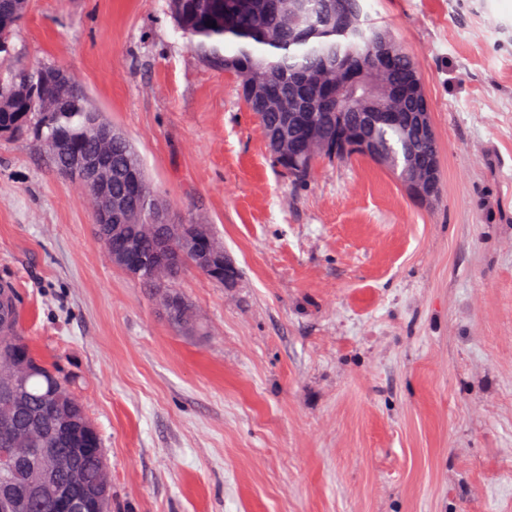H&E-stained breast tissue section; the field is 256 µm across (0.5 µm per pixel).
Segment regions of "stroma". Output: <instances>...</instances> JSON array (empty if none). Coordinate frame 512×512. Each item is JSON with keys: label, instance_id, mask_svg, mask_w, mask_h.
<instances>
[{"label": "stroma", "instance_id": "stroma-1", "mask_svg": "<svg viewBox=\"0 0 512 512\" xmlns=\"http://www.w3.org/2000/svg\"><path fill=\"white\" fill-rule=\"evenodd\" d=\"M365 8L421 63L438 204L364 157L294 185L167 0H27L0 68H64L240 272L181 277L206 333L180 335L44 143L0 137V279L76 381L112 512H512V0Z\"/></svg>", "mask_w": 512, "mask_h": 512}]
</instances>
